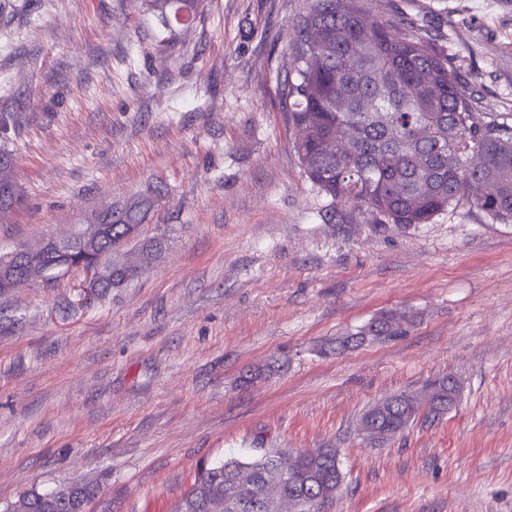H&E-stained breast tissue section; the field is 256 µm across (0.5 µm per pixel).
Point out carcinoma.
<instances>
[{
  "label": "carcinoma",
  "instance_id": "cac0c4a2",
  "mask_svg": "<svg viewBox=\"0 0 512 512\" xmlns=\"http://www.w3.org/2000/svg\"><path fill=\"white\" fill-rule=\"evenodd\" d=\"M366 0H307L289 42L294 76L281 99L295 131V147L312 185L332 200L351 204L409 227L425 224L467 201L499 222H512V116L477 113L478 99L442 53L401 23H383ZM200 0H175L178 22L196 15ZM12 155L0 150V186L20 188ZM153 205L112 206V233L145 223ZM411 311H384L359 332L336 339L324 353L405 335ZM448 377L420 392L399 393L373 404L360 428L377 440L393 437L419 414L439 416L456 402ZM343 474L334 448L292 454L266 448L261 456L201 464L173 512H271L242 503L262 483L288 512H319L333 500ZM97 483H74L73 494L91 502ZM21 512H72L54 492L19 497Z\"/></svg>",
  "mask_w": 512,
  "mask_h": 512
}]
</instances>
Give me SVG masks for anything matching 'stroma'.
I'll return each mask as SVG.
<instances>
[{"label": "stroma", "instance_id": "obj_1", "mask_svg": "<svg viewBox=\"0 0 512 512\" xmlns=\"http://www.w3.org/2000/svg\"><path fill=\"white\" fill-rule=\"evenodd\" d=\"M305 7L202 0L166 25L143 0H0V148L25 194L0 252L151 185L141 235L164 243L87 307L80 269L0 293V512L83 479L102 485L89 512H171L199 463L265 448L337 449L320 512H512V223L464 203L384 224L307 181L279 97ZM373 7L512 113V0ZM391 309L417 313L408 335L321 354ZM446 375V414L359 433Z\"/></svg>", "mask_w": 512, "mask_h": 512}]
</instances>
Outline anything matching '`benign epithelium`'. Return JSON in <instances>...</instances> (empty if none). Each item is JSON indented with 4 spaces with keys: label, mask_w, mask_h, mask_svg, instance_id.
<instances>
[{
    "label": "benign epithelium",
    "mask_w": 512,
    "mask_h": 512,
    "mask_svg": "<svg viewBox=\"0 0 512 512\" xmlns=\"http://www.w3.org/2000/svg\"><path fill=\"white\" fill-rule=\"evenodd\" d=\"M111 213L112 208L109 207L92 214L84 227L72 236L62 239L51 238L36 248L14 251L12 263L0 265V292L20 288L22 283H30L50 273L66 272L73 268V261L78 255H94L101 244L112 237V225L107 223V217ZM137 233L138 229H131L112 248L115 260L111 269L106 270L96 265L89 268V282L83 291V302L97 298L104 286L119 280L125 282L144 270L151 257L138 248H128V244L136 238Z\"/></svg>",
    "instance_id": "obj_1"
}]
</instances>
